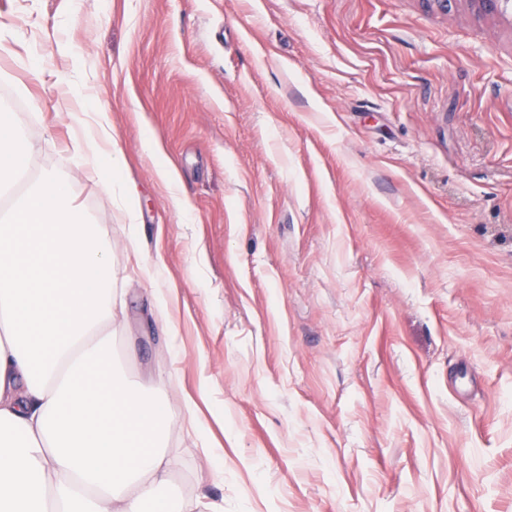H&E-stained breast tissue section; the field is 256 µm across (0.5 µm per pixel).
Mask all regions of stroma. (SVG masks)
Returning a JSON list of instances; mask_svg holds the SVG:
<instances>
[{
	"label": "stroma",
	"instance_id": "1",
	"mask_svg": "<svg viewBox=\"0 0 512 512\" xmlns=\"http://www.w3.org/2000/svg\"><path fill=\"white\" fill-rule=\"evenodd\" d=\"M0 24V109L112 250V350L168 402L171 494L512 512V11L0 0ZM61 75L108 112L132 202L90 177Z\"/></svg>",
	"mask_w": 512,
	"mask_h": 512
}]
</instances>
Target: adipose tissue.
Here are the masks:
<instances>
[{"label":"adipose tissue","mask_w":512,"mask_h":512,"mask_svg":"<svg viewBox=\"0 0 512 512\" xmlns=\"http://www.w3.org/2000/svg\"><path fill=\"white\" fill-rule=\"evenodd\" d=\"M104 111L90 113L85 158L98 185L128 196ZM34 145L0 110V512H194L164 496L167 403L122 378L98 333L117 319L112 266L70 186L34 170Z\"/></svg>","instance_id":"1"}]
</instances>
